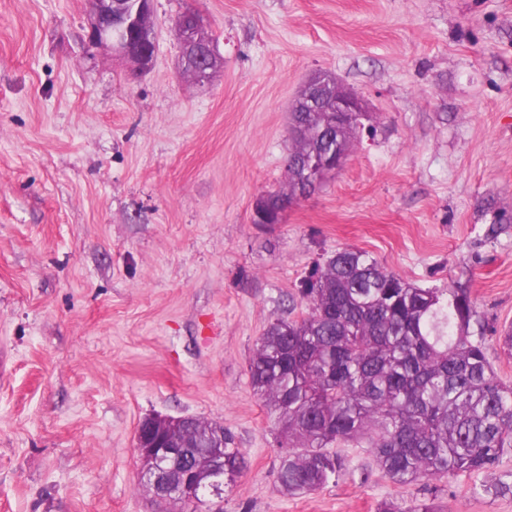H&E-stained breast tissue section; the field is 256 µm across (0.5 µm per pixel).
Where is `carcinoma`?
<instances>
[{
    "label": "carcinoma",
    "instance_id": "obj_1",
    "mask_svg": "<svg viewBox=\"0 0 512 512\" xmlns=\"http://www.w3.org/2000/svg\"><path fill=\"white\" fill-rule=\"evenodd\" d=\"M331 101L291 113L288 188L268 194L273 214L303 194L310 171L352 150L357 125L336 122ZM308 311L278 319L250 359L251 387L282 426L283 492H314L345 469L334 452L365 444L382 475L409 485L477 478L512 449V387L488 355L470 291L422 288L362 250L337 251L308 280ZM200 493L208 459H194ZM245 469L224 431V486Z\"/></svg>",
    "mask_w": 512,
    "mask_h": 512
}]
</instances>
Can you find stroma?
Listing matches in <instances>:
<instances>
[{
    "label": "stroma",
    "instance_id": "stroma-1",
    "mask_svg": "<svg viewBox=\"0 0 512 512\" xmlns=\"http://www.w3.org/2000/svg\"><path fill=\"white\" fill-rule=\"evenodd\" d=\"M202 14L206 88L174 32ZM87 0H0V512H161L139 485L148 416L223 423L245 473L195 512H512L493 477L397 485L368 449L282 493L280 424L251 388L265 327L341 249L424 288L461 282L489 357L512 325V0H154L151 69L84 45ZM329 71L371 118L278 224L289 108Z\"/></svg>",
    "mask_w": 512,
    "mask_h": 512
}]
</instances>
